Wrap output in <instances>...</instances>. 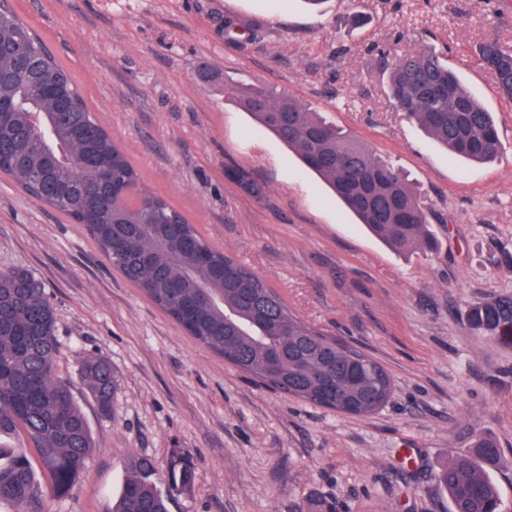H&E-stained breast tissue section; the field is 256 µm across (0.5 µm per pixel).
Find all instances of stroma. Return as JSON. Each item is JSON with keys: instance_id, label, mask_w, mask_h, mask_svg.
Instances as JSON below:
<instances>
[{"instance_id": "1", "label": "stroma", "mask_w": 512, "mask_h": 512, "mask_svg": "<svg viewBox=\"0 0 512 512\" xmlns=\"http://www.w3.org/2000/svg\"><path fill=\"white\" fill-rule=\"evenodd\" d=\"M74 74L145 183L254 271L308 324L363 351L394 393L342 415L265 387L199 345L112 268L83 225L0 178V269L23 268L55 317V376L94 440L71 494L48 512H112L133 459L164 476L195 459L170 512H449L435 473L494 439L491 477L512 512V346L467 327L468 308L512 295V102L476 48L512 43V0H12ZM236 34L227 36L225 21ZM426 48L493 112L499 157L441 148L388 95V68ZM228 82L288 93L367 144L431 208L434 252L371 236L294 152L224 98ZM246 176L263 188L253 196ZM106 358L110 414L82 362Z\"/></svg>"}]
</instances>
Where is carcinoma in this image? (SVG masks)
Listing matches in <instances>:
<instances>
[{"label":"carcinoma","mask_w":512,"mask_h":512,"mask_svg":"<svg viewBox=\"0 0 512 512\" xmlns=\"http://www.w3.org/2000/svg\"><path fill=\"white\" fill-rule=\"evenodd\" d=\"M477 55L512 101V45L487 39ZM389 96L407 119L449 152L471 162L502 150L498 126L440 55L419 50L395 60ZM224 97L250 114L323 180L376 238L398 253L431 252L427 202L398 169L292 97L224 83ZM0 175L85 227L104 257L188 335L253 379L335 410L367 416L393 394L374 359L292 313L245 265L210 243L162 196L148 190L128 155L90 109L70 71L4 0L0 10ZM475 334L512 345V296L469 308ZM54 315L28 271L0 270V438L22 431L36 449L52 495L71 493L92 451L91 433L68 384L54 377ZM86 387L108 412L116 387L109 362L89 357ZM501 457L481 434L472 450L450 455L435 475L451 512H498L488 469ZM195 465L172 451L165 483L137 459L113 512H169L191 491ZM47 512L26 453L0 444V505Z\"/></svg>","instance_id":"1"}]
</instances>
